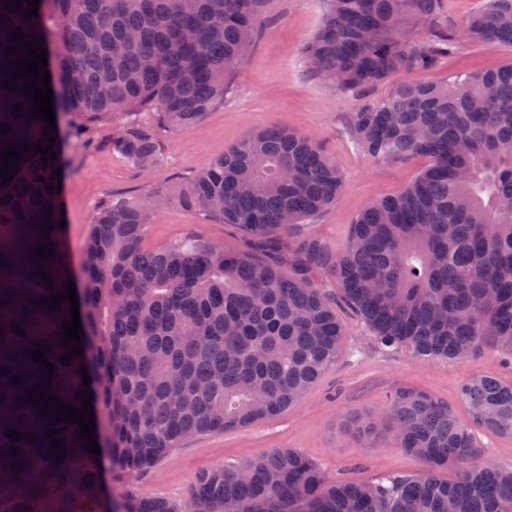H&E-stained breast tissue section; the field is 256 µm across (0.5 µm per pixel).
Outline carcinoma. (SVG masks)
<instances>
[{"label": "carcinoma", "instance_id": "obj_1", "mask_svg": "<svg viewBox=\"0 0 512 512\" xmlns=\"http://www.w3.org/2000/svg\"><path fill=\"white\" fill-rule=\"evenodd\" d=\"M270 2L40 0L30 19L28 0L17 11L0 0V123L11 126L0 133V164L10 144L24 156L11 181L0 177V512H100L99 456L76 423L49 424L55 408L42 412L47 400H27L29 388L78 409L76 396L91 392L96 440L107 441L118 478L146 472L198 434L285 411L342 354L333 299L317 283L325 272L386 350L453 360L491 344L512 356V65L441 86L411 78L372 98L391 74L419 73L458 49L445 0H325L302 59L325 85L357 97L352 143L374 159L428 164L355 219L339 257L297 230L336 201L342 174L320 142L286 130L242 140L186 186L112 197L88 226L76 289L82 355L61 362L71 349L61 344L70 304L63 298L54 311L50 303L72 273L53 178L60 149L45 163L36 152L37 141L49 145L47 121L31 116L21 93L30 77L12 74L10 63L28 60V42L42 39L63 83L55 117L70 114L88 138L97 122H111L112 152L147 174L163 156L157 128L187 127L224 103ZM17 29L25 38L15 44ZM468 34L512 44V0H486ZM13 45L20 53H7ZM13 82L19 89H7ZM174 201L244 229L265 256L194 230L143 247L149 210ZM41 345L50 346L51 373L31 359ZM461 394L475 422L512 435L511 382L478 376ZM381 422L396 447L421 460L420 474L339 482L300 451L268 448L199 475L185 507L141 495L112 512H512V466L485 461L448 403L406 386L387 396L380 416L352 410L342 420L366 439ZM54 441L63 456L49 453Z\"/></svg>", "mask_w": 512, "mask_h": 512}]
</instances>
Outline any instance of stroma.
<instances>
[{"instance_id":"stroma-1","label":"stroma","mask_w":512,"mask_h":512,"mask_svg":"<svg viewBox=\"0 0 512 512\" xmlns=\"http://www.w3.org/2000/svg\"><path fill=\"white\" fill-rule=\"evenodd\" d=\"M324 0H273L260 27L259 39L239 72L234 90L223 104L206 112L192 126L160 130L165 144L160 163L146 175L112 153L109 126L97 128L93 140L74 135L70 118L58 123L61 147L59 205L65 224L61 245L73 272H80L87 227L97 205L112 196L142 197L151 189L187 185L210 159L264 128H282L319 140L344 175L336 203L304 225V232L325 241L334 255L351 244L354 218L381 196L400 193L426 164L416 156L374 160L361 153L347 134L354 96L333 90L304 66L301 46L316 33L325 16ZM512 64V45L461 41L458 51L420 80L443 84L461 72L477 73ZM248 251V235L232 224L210 221L196 208L177 203L152 209L143 241L145 248L166 245L189 229ZM344 325V352L302 397L281 415L247 428L208 433L183 441L146 473L122 478L104 469L110 499L153 495L186 502L197 476L222 464H241L266 448H296L322 467L329 477L349 483L372 482L384 476L415 475L421 461L396 448L387 431L367 440L343 428L352 409L380 413L387 395L402 386L419 388L448 402L460 421L470 424L485 460L512 466V437L474 424L460 388L473 376L512 381V366L502 353L486 345L457 361H421L404 352L377 346L360 318L347 306L337 308Z\"/></svg>"}]
</instances>
